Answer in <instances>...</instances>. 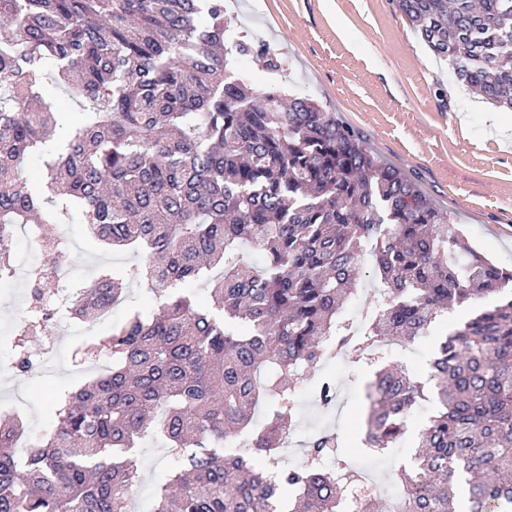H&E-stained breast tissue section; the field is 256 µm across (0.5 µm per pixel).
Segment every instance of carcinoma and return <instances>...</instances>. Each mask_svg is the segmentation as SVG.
Listing matches in <instances>:
<instances>
[{
    "instance_id": "carcinoma-1",
    "label": "carcinoma",
    "mask_w": 512,
    "mask_h": 512,
    "mask_svg": "<svg viewBox=\"0 0 512 512\" xmlns=\"http://www.w3.org/2000/svg\"><path fill=\"white\" fill-rule=\"evenodd\" d=\"M395 2L457 81L512 110V0ZM248 54L278 67L270 45L234 33L224 0H0V282L14 275L16 225L77 209L99 240L142 254L125 278L159 300L80 352L112 367L56 403L26 461L13 451L20 425L0 423V512H124L140 479L135 439L152 429L177 457L155 512H342L346 500L374 512L329 433L311 438L304 467H280L298 369L341 346L373 359L378 343L411 344L453 306L512 286L336 113L232 76ZM48 80L88 120L45 163L39 194L21 170L58 125L40 94ZM243 243L262 266L243 260ZM367 245L381 292L353 345L345 313ZM216 268L212 305L180 293ZM30 283L14 345L23 376L35 368L25 337L49 326L56 297L48 274ZM123 292L122 279L97 278L74 318ZM430 381L437 409L399 473L406 512H456L460 484L468 512H512V298L439 343ZM424 397L405 368H381L367 385L368 447H392ZM268 398L265 428L239 438Z\"/></svg>"
}]
</instances>
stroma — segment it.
I'll return each instance as SVG.
<instances>
[{
    "label": "stroma",
    "mask_w": 512,
    "mask_h": 512,
    "mask_svg": "<svg viewBox=\"0 0 512 512\" xmlns=\"http://www.w3.org/2000/svg\"><path fill=\"white\" fill-rule=\"evenodd\" d=\"M224 15L254 43L269 44L282 62L270 75L241 56L250 81L277 78L287 94L315 99L358 129L375 153L411 177L438 207L448 210L471 244L489 259L512 266V112L496 108L459 83L446 62L435 58L411 31L393 0H224ZM47 232L71 245L59 254L61 267L75 271L79 288L103 275L121 276L132 254L98 240L85 224H50ZM31 304L26 280L0 283V355H14L17 328ZM475 306L454 307L436 319L430 333L387 354L419 381L429 379V361L439 341L465 321ZM85 337L51 323L30 337L34 359L56 346L57 358L41 374L0 375V418L19 420L24 436L37 437L53 423L54 397L89 381L92 371L72 361ZM331 375L344 393L334 416L312 406L308 394L318 372ZM375 367L346 357L304 372L293 420L305 434L329 430L339 436V456L366 462L388 479L412 467L417 434L434 405L416 406L407 431L394 447L373 453L364 445L366 385ZM141 481L133 492L141 512H153L156 489L172 470L166 439L154 432L138 443Z\"/></svg>",
    "instance_id": "stroma-1"
}]
</instances>
